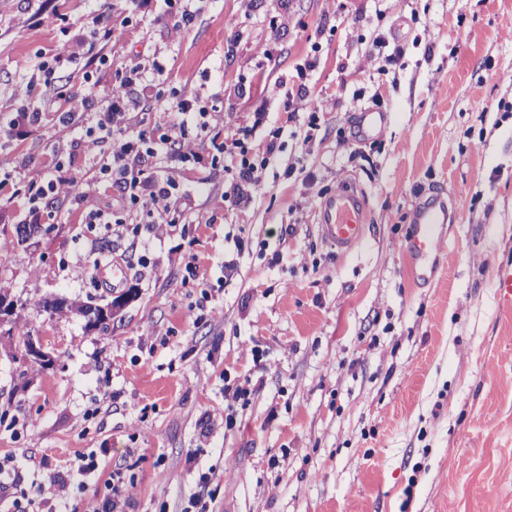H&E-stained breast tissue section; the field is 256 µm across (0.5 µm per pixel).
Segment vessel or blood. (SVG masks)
<instances>
[{
	"label": "vessel or blood",
	"instance_id": "1",
	"mask_svg": "<svg viewBox=\"0 0 512 512\" xmlns=\"http://www.w3.org/2000/svg\"><path fill=\"white\" fill-rule=\"evenodd\" d=\"M366 209L363 193L352 186L340 190L322 203L319 209L320 234L337 253H350L362 243L367 230ZM449 219L446 201L435 200L416 206L405 251L418 280L426 281L434 276L436 267L430 259L437 256L448 237ZM495 288L502 308L512 309L511 263L499 266Z\"/></svg>",
	"mask_w": 512,
	"mask_h": 512
}]
</instances>
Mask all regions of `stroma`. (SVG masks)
<instances>
[{"mask_svg":"<svg viewBox=\"0 0 512 512\" xmlns=\"http://www.w3.org/2000/svg\"><path fill=\"white\" fill-rule=\"evenodd\" d=\"M174 29L162 0L127 26L123 0H0V116L25 99L42 126L0 142V289L14 331L41 337L43 368L0 348V460L11 493L37 512L64 473L69 512H95L111 473L125 512H512V310L494 288L512 261V0H192ZM111 15L115 42L100 39ZM163 60L148 88L223 112L219 137L261 111L251 137L277 134L252 201H224V157L203 140L179 164L185 211L161 237L129 212L83 223L68 199L32 212V170L83 175L84 130L138 60ZM324 110L287 121L289 84ZM106 58L98 85L81 76ZM83 127L61 131V112ZM387 112L371 138L361 112ZM62 137L64 159L48 147ZM366 197V235L340 255L320 235L321 201ZM448 201V244L433 282L414 279L404 238L415 206ZM41 234L17 242L32 224ZM123 281H97L102 242ZM87 328L49 314L60 296L105 304ZM246 385L235 399L225 384ZM100 451L99 468L78 470ZM208 484H201V476Z\"/></svg>","mask_w":512,"mask_h":512,"instance_id":"1","label":"stroma"}]
</instances>
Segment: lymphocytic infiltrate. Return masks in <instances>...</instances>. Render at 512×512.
I'll return each instance as SVG.
<instances>
[{
  "label": "lymphocytic infiltrate",
  "instance_id": "1",
  "mask_svg": "<svg viewBox=\"0 0 512 512\" xmlns=\"http://www.w3.org/2000/svg\"><path fill=\"white\" fill-rule=\"evenodd\" d=\"M146 69L160 77L166 71L155 57L147 66H132L122 74L119 88L102 100L92 128L91 143L98 151L96 168L74 180L32 171L22 186L32 203L49 206L54 200L74 193L83 206L86 223L108 224L112 213L97 200L99 183L108 180L118 187L123 202L151 217L156 232L177 223L181 205L177 183L153 166L155 150L148 146L145 130L132 123L133 114L143 111L144 106L140 99L131 96L129 89L140 82ZM251 127L239 128L224 141V153L231 158V177L224 187V198L237 205L249 202L253 188L261 182L256 155L246 143Z\"/></svg>",
  "mask_w": 512,
  "mask_h": 512
}]
</instances>
